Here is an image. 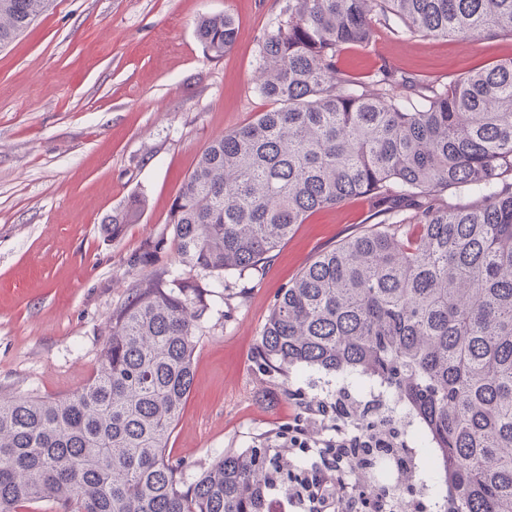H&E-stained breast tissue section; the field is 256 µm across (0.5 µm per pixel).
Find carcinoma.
<instances>
[{
    "label": "carcinoma",
    "instance_id": "1",
    "mask_svg": "<svg viewBox=\"0 0 512 512\" xmlns=\"http://www.w3.org/2000/svg\"><path fill=\"white\" fill-rule=\"evenodd\" d=\"M52 0H0V46ZM410 36H512V0H284L259 47L274 104L212 140L169 212L181 269L138 285L112 314L98 368L55 400L0 396V512H271L288 486L265 444L229 449L192 481L167 443L194 382L205 287L258 273L314 213L352 199L378 222L319 253L280 289L256 359L369 377L429 440L443 512H512V58L446 81L384 66L336 81L377 26ZM224 56L234 18H203ZM131 196L102 222L136 223ZM212 279L205 286L185 270ZM339 417L378 429L346 405Z\"/></svg>",
    "mask_w": 512,
    "mask_h": 512
}]
</instances>
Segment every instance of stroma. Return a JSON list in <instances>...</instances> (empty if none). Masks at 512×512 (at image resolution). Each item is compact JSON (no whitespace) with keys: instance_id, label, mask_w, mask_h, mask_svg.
I'll list each match as a JSON object with an SVG mask.
<instances>
[{"instance_id":"stroma-1","label":"stroma","mask_w":512,"mask_h":512,"mask_svg":"<svg viewBox=\"0 0 512 512\" xmlns=\"http://www.w3.org/2000/svg\"><path fill=\"white\" fill-rule=\"evenodd\" d=\"M282 0H55L0 48V395L65 399L91 376L112 313L133 285L176 266L168 222L202 149L271 107L255 90L259 44ZM231 14L234 47L207 54L201 18ZM512 57V36L477 42L397 35L349 49L340 67L364 77L384 66L422 81ZM144 209L118 238L101 224L128 197ZM374 219L367 203L320 211L265 267L212 289L193 356L195 377L167 448L193 476L227 449L269 441L288 459V430L325 439L352 379L265 371L255 347L280 288L318 253ZM154 264L136 260L153 241ZM326 405L327 421L311 408Z\"/></svg>"}]
</instances>
